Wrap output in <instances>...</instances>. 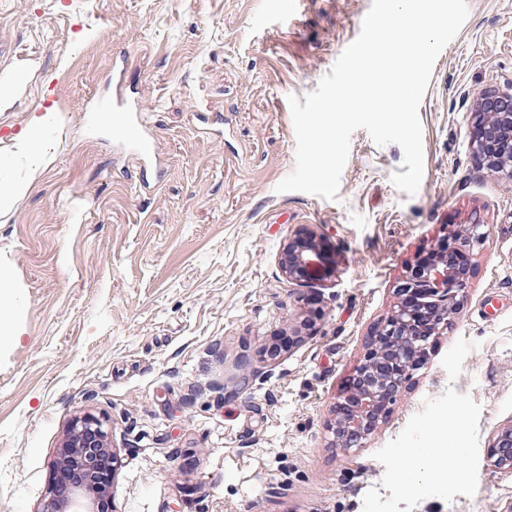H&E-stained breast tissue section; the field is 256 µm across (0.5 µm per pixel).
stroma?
<instances>
[{
    "mask_svg": "<svg viewBox=\"0 0 512 512\" xmlns=\"http://www.w3.org/2000/svg\"><path fill=\"white\" fill-rule=\"evenodd\" d=\"M372 0H0V179L29 178L19 135L53 111L52 161L0 204L16 297L0 338V512H39L72 421L103 419L116 512H506L512 472V182L479 168L473 114L512 88V0H467L419 108L424 175L398 145L350 138L337 200L277 192L296 165L289 96L315 91ZM159 156L143 163L97 97L112 68ZM30 179V178H29ZM490 229L452 325L361 448L333 410L395 288L448 229ZM305 225L333 266L289 283ZM448 447L404 484L406 451ZM465 480H458V471ZM488 455L495 468L512 471V424L494 434L488 446Z\"/></svg>",
    "mask_w": 512,
    "mask_h": 512,
    "instance_id": "stroma-1",
    "label": "stroma"
}]
</instances>
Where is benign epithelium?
<instances>
[{
	"label": "benign epithelium",
	"mask_w": 512,
	"mask_h": 512,
	"mask_svg": "<svg viewBox=\"0 0 512 512\" xmlns=\"http://www.w3.org/2000/svg\"><path fill=\"white\" fill-rule=\"evenodd\" d=\"M474 156L488 171L512 181V88L482 95L472 140ZM489 227L479 218L440 240L396 286L397 302L368 336L364 354L342 398L331 429L343 448H360L380 427L388 405L425 364L422 350L451 324L473 268L470 257L485 244ZM323 241L302 226L279 258L292 284L319 277L326 263ZM493 466L512 471V424L488 446ZM118 457L105 422L84 415L74 420L52 462L54 477L37 512H104Z\"/></svg>",
	"instance_id": "obj_1"
}]
</instances>
